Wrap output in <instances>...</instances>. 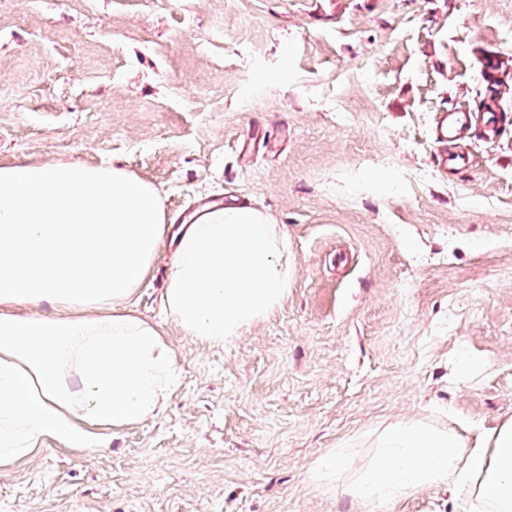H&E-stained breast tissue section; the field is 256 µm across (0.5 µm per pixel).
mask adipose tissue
<instances>
[{"label":"adipose tissue","instance_id":"obj_1","mask_svg":"<svg viewBox=\"0 0 512 512\" xmlns=\"http://www.w3.org/2000/svg\"><path fill=\"white\" fill-rule=\"evenodd\" d=\"M159 190L110 166L0 165V466L44 438L85 451L101 428L158 417L177 377L160 325L127 311L163 240ZM288 289L285 235L246 206L204 212L183 233L162 308L187 335L220 346ZM48 304L52 316L38 308ZM447 486L456 512H512V422L486 448L398 422L341 486L367 512Z\"/></svg>","mask_w":512,"mask_h":512}]
</instances>
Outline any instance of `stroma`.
I'll list each match as a JSON object with an SVG mask.
<instances>
[{"instance_id": "1", "label": "stroma", "mask_w": 512, "mask_h": 512, "mask_svg": "<svg viewBox=\"0 0 512 512\" xmlns=\"http://www.w3.org/2000/svg\"><path fill=\"white\" fill-rule=\"evenodd\" d=\"M488 105L498 138L440 171L435 112ZM20 161L116 165L177 225L260 209L288 291L223 346L185 336L164 238L129 304L180 369L163 414L92 452L45 439L0 467V512H359L318 456L352 480L396 422L473 444L512 421V0H0V164Z\"/></svg>"}]
</instances>
